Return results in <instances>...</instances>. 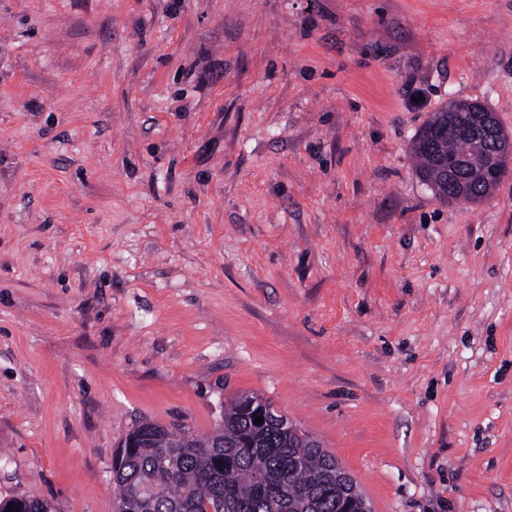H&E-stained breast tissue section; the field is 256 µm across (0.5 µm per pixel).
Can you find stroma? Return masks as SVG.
<instances>
[{
	"instance_id": "stroma-1",
	"label": "stroma",
	"mask_w": 512,
	"mask_h": 512,
	"mask_svg": "<svg viewBox=\"0 0 512 512\" xmlns=\"http://www.w3.org/2000/svg\"><path fill=\"white\" fill-rule=\"evenodd\" d=\"M512 0H0V499L113 512L143 421L271 399L373 512H512ZM454 102H448L431 115L415 135L411 152L416 160V169L419 175L433 187L439 198L448 195V199H445L448 202H462V194L448 193V182L444 180L443 170L438 161H446L448 168L455 164L468 163L462 171H459L464 176V184L468 190L466 202H481L490 195L497 183H492L489 187L483 181L484 148H477L474 140L479 141L483 147H495L501 152L502 162L495 170L487 174L488 181H499L508 169H511L512 143H506L501 139L499 127L492 114L483 117L479 125H472L466 129V133H470L473 138L460 133L435 137L432 133L433 127L443 119L444 113L451 112Z\"/></svg>"
}]
</instances>
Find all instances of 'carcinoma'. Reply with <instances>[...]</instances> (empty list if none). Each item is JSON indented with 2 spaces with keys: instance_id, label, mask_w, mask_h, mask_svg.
<instances>
[{
  "instance_id": "cac0c4a2",
  "label": "carcinoma",
  "mask_w": 512,
  "mask_h": 512,
  "mask_svg": "<svg viewBox=\"0 0 512 512\" xmlns=\"http://www.w3.org/2000/svg\"><path fill=\"white\" fill-rule=\"evenodd\" d=\"M452 105L431 115L411 152L417 172L440 198L448 183L438 161L466 163L460 171L466 201L481 202L492 191L483 181V150L469 135L432 133ZM260 409L270 418L256 425ZM297 427L269 400L243 392L224 405L207 435L185 424L135 428L126 436L131 445L113 459L114 512H372L336 457ZM17 509L51 512L48 503L23 495L0 501V512Z\"/></svg>"
}]
</instances>
